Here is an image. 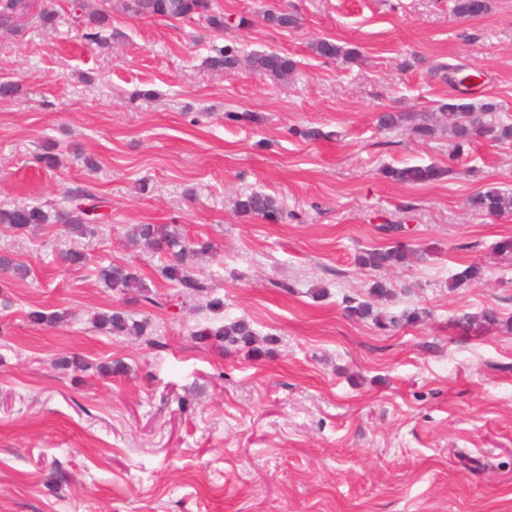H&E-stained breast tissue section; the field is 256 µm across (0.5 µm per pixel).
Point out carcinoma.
I'll use <instances>...</instances> for the list:
<instances>
[{"instance_id": "carcinoma-1", "label": "carcinoma", "mask_w": 512, "mask_h": 512, "mask_svg": "<svg viewBox=\"0 0 512 512\" xmlns=\"http://www.w3.org/2000/svg\"><path fill=\"white\" fill-rule=\"evenodd\" d=\"M73 7L87 18L80 32V39L88 46L101 45L112 39L107 33L109 14L104 5L91 6L90 0H73ZM490 8L489 0H453L452 11L460 17L478 18L485 15ZM124 9L142 18H159L180 21L188 24H203L215 32L226 29H240L249 25V19L239 15L232 17L218 7L216 0H125ZM36 22L43 28L55 25L56 11L45 0H0V34L16 36L28 22ZM266 21L279 28H296L298 16L285 11H270ZM312 51L326 59H342L347 62L357 60L358 52L344 47L332 39L322 38L311 44ZM246 62L254 71L263 73L275 80H286L297 68V62L277 51L252 54L241 59L239 50L226 45L224 49L209 59L214 69L232 71L240 62ZM438 111L453 117L448 129H443L433 112H381L377 124L385 130L404 128L418 140L435 139L439 134L448 132L453 155L459 157L468 151L478 139L492 143L512 142V122L501 118L502 104L493 97L478 101L462 100L444 103ZM449 169L437 164L412 165L402 168H390L386 177L402 184L420 185L441 180L447 176ZM64 208L47 209L43 205H15L9 209H0V224L9 226L17 234H25L41 224H62L68 233L81 238H92L98 232L99 220L92 217L95 209L101 207V198L91 189L83 186L66 191ZM471 210L491 216H512V192L498 188L481 191L468 200ZM238 214L248 218H261L270 222H280L288 218L278 201L264 193L253 192L239 196L235 201ZM133 236L147 250L165 257V264L160 269L163 279L177 288L174 298L198 297L207 299L206 306L212 310L224 309V300L212 294L209 284L187 272V262L198 253L212 250L209 242L189 243L174 226L165 224H138ZM416 252L402 244L389 247L371 248L357 256L358 265L372 270L397 268L407 265ZM0 269L11 272L19 279L29 274V269L14 261L8 255H0ZM98 279L104 287L122 295L129 301L145 299L154 301L145 282L132 269L109 264L97 270ZM480 268L474 264L454 274L452 287L468 284L479 279ZM344 313L352 321H364L374 318L381 327H398L401 324H414L419 321V312H405L401 317L384 320L373 317V306L368 301H358L352 297L344 300ZM30 321L36 324L55 325L63 322V312H45L33 310L28 314ZM498 322L496 310L486 308L480 314L464 313L454 320V326L463 331L475 328H487ZM96 323L102 330L118 332L127 336H138L144 342H154L148 331V323L130 322L121 311L102 312L97 315ZM197 339L205 341L213 338L229 345L250 347V351L259 355L261 350L252 347L255 332L244 318L231 319L215 328H203L196 332Z\"/></svg>"}]
</instances>
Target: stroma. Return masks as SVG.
Wrapping results in <instances>:
<instances>
[{
  "mask_svg": "<svg viewBox=\"0 0 512 512\" xmlns=\"http://www.w3.org/2000/svg\"><path fill=\"white\" fill-rule=\"evenodd\" d=\"M218 3L250 26L137 19L110 0L116 38L90 48L83 18L54 0V30L0 37V81L19 85L0 99V205L87 185L109 214L85 245L60 224L0 226V253L31 269L0 279V512H512V256L494 250L512 217L467 206L476 192L512 191V143L479 141L452 159L447 136L423 143L376 121L487 95L512 119V0H490L478 19L450 0ZM275 6L300 27L269 26ZM319 38L357 48L359 61L315 55ZM227 45L287 54L297 69L285 82L209 69ZM437 60L469 86L434 72ZM302 127L324 136H293ZM47 146L63 166L35 163ZM430 163L451 172L419 186L383 174ZM251 192L274 196L288 219L237 215ZM390 222L423 254L384 273L393 295L375 311L422 313L392 331L347 319L342 304L367 299L376 274L355 258L392 245ZM136 224L211 242L192 270L223 310L202 298L148 308L105 288L97 269L115 263L172 291L162 258L130 243ZM77 245L87 263H64ZM472 264L481 279L450 287ZM488 307L498 325L454 328ZM109 308L147 320L154 345L95 327ZM33 309L67 318L36 325ZM240 317L272 337L267 353L194 337ZM73 355L85 370L61 367ZM118 362L124 373H109Z\"/></svg>",
  "mask_w": 512,
  "mask_h": 512,
  "instance_id": "obj_1",
  "label": "stroma"
}]
</instances>
